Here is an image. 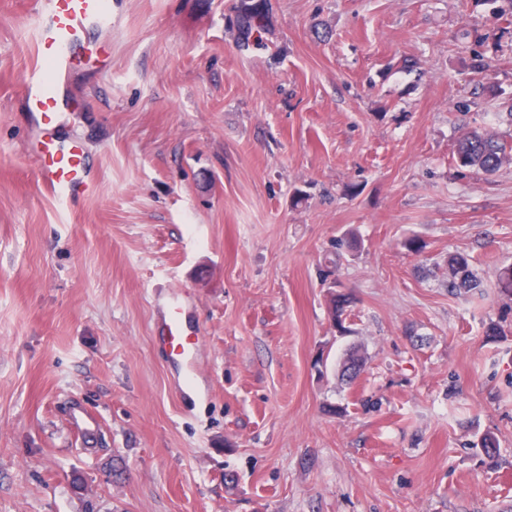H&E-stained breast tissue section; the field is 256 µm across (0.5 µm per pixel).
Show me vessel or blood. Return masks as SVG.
I'll list each match as a JSON object with an SVG mask.
<instances>
[{
    "instance_id": "1",
    "label": "vessel or blood",
    "mask_w": 512,
    "mask_h": 512,
    "mask_svg": "<svg viewBox=\"0 0 512 512\" xmlns=\"http://www.w3.org/2000/svg\"><path fill=\"white\" fill-rule=\"evenodd\" d=\"M33 40L39 63L24 82V103L36 136L28 151L37 161L41 187L62 206L89 195L94 178L79 138H59L69 112L62 90L83 53L92 51L91 35L112 24L109 0H37ZM152 335L168 361L181 371L185 398L197 396L191 382L198 338L187 323L183 292L168 291Z\"/></svg>"
}]
</instances>
